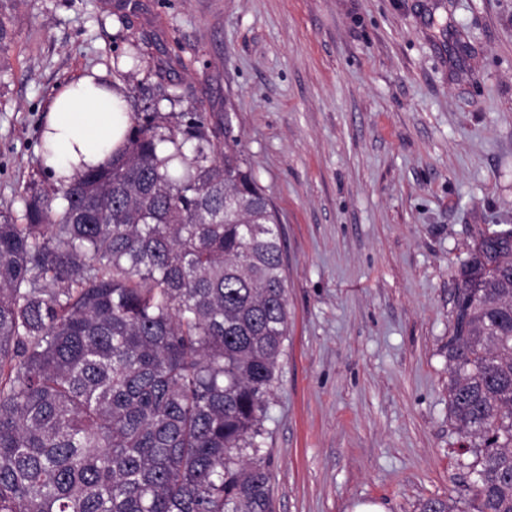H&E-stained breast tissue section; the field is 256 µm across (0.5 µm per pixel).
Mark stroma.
Instances as JSON below:
<instances>
[{
	"label": "stroma",
	"mask_w": 512,
	"mask_h": 512,
	"mask_svg": "<svg viewBox=\"0 0 512 512\" xmlns=\"http://www.w3.org/2000/svg\"><path fill=\"white\" fill-rule=\"evenodd\" d=\"M0 211L53 182L58 88L230 114L281 222L288 339L263 421L272 512H468L448 415L461 262L512 225V0H0Z\"/></svg>",
	"instance_id": "obj_1"
}]
</instances>
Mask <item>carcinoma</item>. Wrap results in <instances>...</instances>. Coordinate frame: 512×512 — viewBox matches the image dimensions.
<instances>
[{"instance_id": "carcinoma-1", "label": "carcinoma", "mask_w": 512, "mask_h": 512, "mask_svg": "<svg viewBox=\"0 0 512 512\" xmlns=\"http://www.w3.org/2000/svg\"><path fill=\"white\" fill-rule=\"evenodd\" d=\"M238 145L220 116L133 115L111 161L0 211V512H270L288 281ZM461 273L459 466L470 512H512V226Z\"/></svg>"}]
</instances>
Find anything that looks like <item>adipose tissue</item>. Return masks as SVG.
I'll use <instances>...</instances> for the list:
<instances>
[{
  "instance_id": "adipose-tissue-1",
  "label": "adipose tissue",
  "mask_w": 512,
  "mask_h": 512,
  "mask_svg": "<svg viewBox=\"0 0 512 512\" xmlns=\"http://www.w3.org/2000/svg\"><path fill=\"white\" fill-rule=\"evenodd\" d=\"M128 127V105L121 95L98 75L84 76L52 97L39 152L53 180L68 184L117 153Z\"/></svg>"
}]
</instances>
